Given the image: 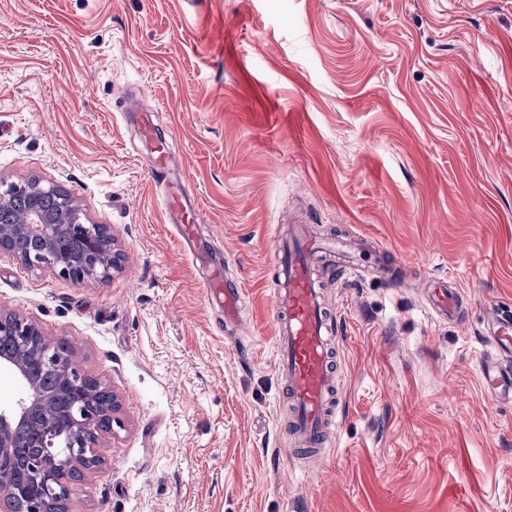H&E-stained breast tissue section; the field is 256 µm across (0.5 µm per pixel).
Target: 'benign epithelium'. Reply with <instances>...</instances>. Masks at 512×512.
I'll return each mask as SVG.
<instances>
[{
    "mask_svg": "<svg viewBox=\"0 0 512 512\" xmlns=\"http://www.w3.org/2000/svg\"><path fill=\"white\" fill-rule=\"evenodd\" d=\"M53 190L38 181L11 183L0 188V207L20 191L39 194ZM81 235L85 239V257L73 260L64 249L65 236ZM20 235L35 241L34 249L20 258L29 267H46L58 275L76 282L105 279L115 263L114 251L105 252L92 225L82 224L69 210L48 216L35 206L21 224L0 225V250L9 249L10 241ZM0 334L13 337L17 351L8 357L0 356V368L9 370L20 382L21 396L8 407H0V467L12 462L11 440L26 427L35 415L50 419L47 426L35 428L30 447L33 456L20 462L27 469V483L4 488L0 486V512H61L57 501L67 500L75 490V481L86 470L94 468L98 458L99 439L121 427L119 403L108 389L93 397L85 376L74 357V350L60 357L54 351L66 344L62 338H50L39 327L16 316H0ZM39 370L60 373V391L66 393L70 404L67 411L56 409L55 393L46 392L33 384Z\"/></svg>",
    "mask_w": 512,
    "mask_h": 512,
    "instance_id": "obj_1",
    "label": "benign epithelium"
}]
</instances>
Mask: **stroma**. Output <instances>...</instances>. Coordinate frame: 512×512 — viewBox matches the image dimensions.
<instances>
[{
  "mask_svg": "<svg viewBox=\"0 0 512 512\" xmlns=\"http://www.w3.org/2000/svg\"><path fill=\"white\" fill-rule=\"evenodd\" d=\"M132 102L239 322L207 301ZM28 178L118 254L76 283L0 250V314L68 340L121 403L67 512H512V404L477 375L486 307H512V0H0V181ZM292 216L403 263L392 287L315 260L342 398L309 459L271 311ZM436 278L462 319L430 313ZM139 135L142 145L151 153H157L153 167L156 176L163 174L166 157L170 153L169 146L164 139L159 137L153 120V112L150 110L140 113Z\"/></svg>",
  "mask_w": 512,
  "mask_h": 512,
  "instance_id": "obj_1",
  "label": "stroma"
}]
</instances>
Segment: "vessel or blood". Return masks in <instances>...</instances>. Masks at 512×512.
Segmentation results:
<instances>
[{"label": "vessel or blood", "instance_id": "vessel-or-blood-1", "mask_svg": "<svg viewBox=\"0 0 512 512\" xmlns=\"http://www.w3.org/2000/svg\"><path fill=\"white\" fill-rule=\"evenodd\" d=\"M139 135L142 145L155 155V174H162L169 146L157 133L152 111L141 112ZM164 208L172 216L183 244L193 245L197 214L182 181L168 182ZM325 248V243L295 229L288 245L278 248L273 255L276 369L286 381L288 399L285 433L301 453L325 445L341 397L331 352V341L338 328L321 304L311 264L313 256ZM200 263L206 271L204 283L209 304L222 308L225 320L237 321L244 295L242 287L225 278L222 264L205 257ZM430 304L440 319L460 318L462 293L451 284H442L432 289ZM487 326V341L493 349L478 363L481 386L490 400H511L512 310L490 307Z\"/></svg>", "mask_w": 512, "mask_h": 512}]
</instances>
